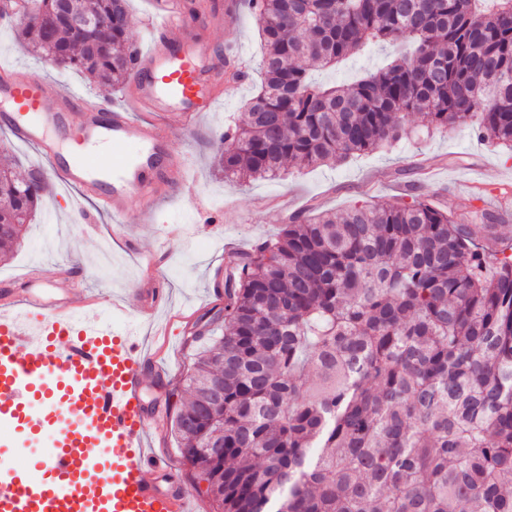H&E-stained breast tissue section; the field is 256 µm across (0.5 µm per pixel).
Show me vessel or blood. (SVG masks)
I'll return each mask as SVG.
<instances>
[{"mask_svg": "<svg viewBox=\"0 0 512 512\" xmlns=\"http://www.w3.org/2000/svg\"><path fill=\"white\" fill-rule=\"evenodd\" d=\"M154 6L152 42L136 56L124 107L0 65V127L12 143L34 148L57 185L117 220L135 198L151 214L161 185L189 189L170 126H194L224 70L186 0ZM156 266L148 259L144 273L154 312L168 305ZM38 281L31 271L0 283V425L49 428L54 438L31 472L0 467V512H192V492L147 443L155 419L143 389L147 373L164 375L158 353L111 326H86L72 299L46 301ZM97 444L111 445V456L93 457Z\"/></svg>", "mask_w": 512, "mask_h": 512, "instance_id": "1", "label": "vessel or blood"}]
</instances>
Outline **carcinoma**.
Masks as SVG:
<instances>
[{"instance_id":"1","label":"carcinoma","mask_w":512,"mask_h":512,"mask_svg":"<svg viewBox=\"0 0 512 512\" xmlns=\"http://www.w3.org/2000/svg\"><path fill=\"white\" fill-rule=\"evenodd\" d=\"M32 2L22 17L59 8ZM126 2L77 0L105 17L82 39L28 22L20 38L112 88L137 52ZM249 3L262 83L224 132V176L340 164L414 134L406 113L512 149V0ZM380 42L403 51L349 85H317L302 65ZM44 189L0 169V254ZM496 223L414 196L294 216L235 259L224 306L202 315L223 334L173 418L221 512H512V243L474 231Z\"/></svg>"}]
</instances>
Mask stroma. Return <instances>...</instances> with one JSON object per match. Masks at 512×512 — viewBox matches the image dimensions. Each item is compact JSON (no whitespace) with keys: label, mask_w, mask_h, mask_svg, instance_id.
<instances>
[{"label":"stroma","mask_w":512,"mask_h":512,"mask_svg":"<svg viewBox=\"0 0 512 512\" xmlns=\"http://www.w3.org/2000/svg\"><path fill=\"white\" fill-rule=\"evenodd\" d=\"M16 21L13 15L0 19V63L50 79L60 91H76L94 100L106 96L113 106L125 105L126 88L103 94L101 87L81 74L58 70L23 48L16 39ZM204 37L215 51L233 48L245 61L248 77L239 84L221 81L216 104L202 114L198 131L173 133L174 153L191 164L192 193L165 189L163 202L149 220L138 209H130L116 239L111 218L93 203L74 211L75 190L59 192L47 186L34 217L24 227L20 247L11 258H0V278L33 269L49 276L55 266H77L79 285L70 291L73 300L89 294L123 296L125 314L117 316L102 307L98 316L117 330L133 331L146 346L164 345L171 371L161 380L148 377L144 391L157 420L151 442L177 461L179 480L190 488L197 479L194 470L178 461L173 416L187 397V370L197 351L184 344L188 324L173 325L169 318L178 313L197 318L214 307L210 291L223 281L234 256L274 237L292 215L312 207L341 211L420 196L453 209L464 219L478 187L488 188L483 205L500 217L496 235L512 243V199H502L495 192L500 185L512 186V152L480 141L463 126L355 156L338 166L290 167L275 180H225L214 166L215 157L224 130L238 121L246 100L261 85L262 47L255 20L243 2L233 22L215 19ZM394 54L393 47L370 46L337 67L312 69L311 76L319 83H349ZM151 257L156 258L159 277L169 290L170 306L146 321L139 314L140 278L145 260Z\"/></svg>","instance_id":"stroma-1"}]
</instances>
